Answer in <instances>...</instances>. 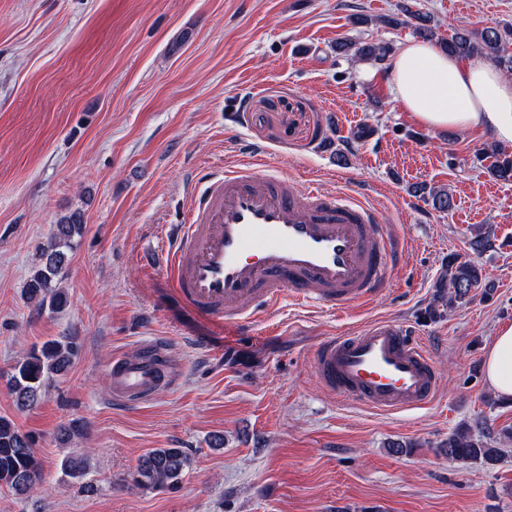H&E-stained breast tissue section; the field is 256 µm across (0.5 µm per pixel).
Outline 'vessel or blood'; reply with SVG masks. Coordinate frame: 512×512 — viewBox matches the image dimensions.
Here are the masks:
<instances>
[{
  "mask_svg": "<svg viewBox=\"0 0 512 512\" xmlns=\"http://www.w3.org/2000/svg\"><path fill=\"white\" fill-rule=\"evenodd\" d=\"M255 162L222 177L201 174L186 219L170 238L167 272L195 309L249 330L260 308L283 295L343 310L375 302L404 245L363 204L285 175L253 180ZM112 363V396L137 405L177 373L162 365L164 346ZM322 388L380 413L434 402L436 361L420 337L383 320L325 337L308 361Z\"/></svg>",
  "mask_w": 512,
  "mask_h": 512,
  "instance_id": "obj_1",
  "label": "vessel or blood"
}]
</instances>
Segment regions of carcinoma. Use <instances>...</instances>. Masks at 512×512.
Instances as JSON below:
<instances>
[{
    "label": "carcinoma",
    "mask_w": 512,
    "mask_h": 512,
    "mask_svg": "<svg viewBox=\"0 0 512 512\" xmlns=\"http://www.w3.org/2000/svg\"><path fill=\"white\" fill-rule=\"evenodd\" d=\"M389 26L412 25L416 33L433 38L431 19L427 14L404 5L401 13L385 17ZM442 50L460 57L479 56L512 75V51L501 33L494 27L480 31L462 29L452 38L439 41ZM340 48L358 60L383 57L387 48L373 42H345ZM83 217L74 212L53 225L46 244L38 248V259L25 284L28 301L53 312L64 310L68 295L58 287L63 270L67 267L69 253L74 250L75 237L81 235ZM483 279L481 268L471 261L457 256H448V271L438 285L436 298L448 299V303L465 299L472 288ZM78 353V345L72 338L52 340L33 347L13 366L8 385L15 395L17 405L22 408L36 406L48 382L64 375ZM497 437L488 428L473 433L471 429L457 430L448 437L445 452L454 460L470 462H493L500 459L501 449L494 446ZM189 465L187 453L181 448H153L139 459L132 475L138 488L151 490H173L179 487L184 471ZM65 474L72 478L87 475L88 462L82 457H69L63 463ZM43 464L37 456L31 437L22 432L16 423L0 415V483L24 498L36 492L42 485Z\"/></svg>",
    "instance_id": "cac0c4a2"
}]
</instances>
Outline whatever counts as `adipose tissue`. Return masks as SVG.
<instances>
[{"instance_id":"obj_1","label":"adipose tissue","mask_w":512,"mask_h":512,"mask_svg":"<svg viewBox=\"0 0 512 512\" xmlns=\"http://www.w3.org/2000/svg\"><path fill=\"white\" fill-rule=\"evenodd\" d=\"M395 99L432 128H487L512 144V79L486 65H466L426 42H408L387 62ZM491 387L512 399V326L499 329L486 353Z\"/></svg>"}]
</instances>
